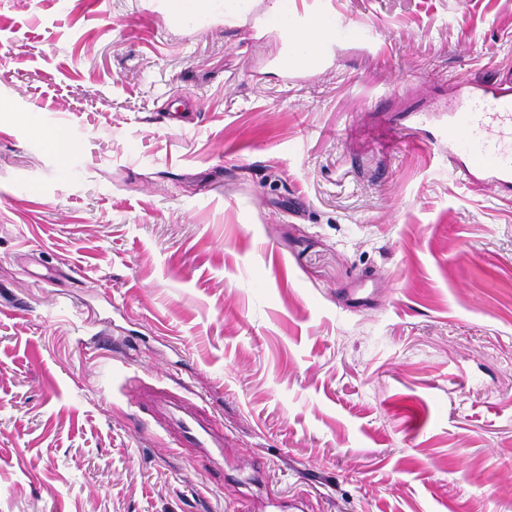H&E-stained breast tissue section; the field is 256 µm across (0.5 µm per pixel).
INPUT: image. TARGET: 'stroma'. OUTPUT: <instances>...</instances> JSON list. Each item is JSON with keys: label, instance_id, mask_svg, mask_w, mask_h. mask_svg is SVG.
Instances as JSON below:
<instances>
[{"label": "stroma", "instance_id": "1", "mask_svg": "<svg viewBox=\"0 0 512 512\" xmlns=\"http://www.w3.org/2000/svg\"><path fill=\"white\" fill-rule=\"evenodd\" d=\"M333 2L373 42L287 73L216 11L0 0V512H512V195L413 129L512 72V0ZM182 400L165 392H155L153 399V417L160 425L169 426L168 419L173 409L181 408ZM176 448H224V431L197 410H185L175 419Z\"/></svg>", "mask_w": 512, "mask_h": 512}]
</instances>
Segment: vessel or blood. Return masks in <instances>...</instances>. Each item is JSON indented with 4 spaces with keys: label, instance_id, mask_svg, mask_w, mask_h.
Here are the masks:
<instances>
[{
    "label": "vessel or blood",
    "instance_id": "b4317fda",
    "mask_svg": "<svg viewBox=\"0 0 512 512\" xmlns=\"http://www.w3.org/2000/svg\"><path fill=\"white\" fill-rule=\"evenodd\" d=\"M236 22H261L280 37L295 34L296 42L284 47L276 60L284 71L313 72L323 65L330 42L349 39L369 42L372 29L341 25L327 0L303 8L300 0H279L276 8L262 9L256 0H228ZM438 140L448 144V170L465 180L489 176L512 189V76L496 84H480L467 102L449 113L438 130ZM178 397L155 393L153 417L159 424L174 422L182 448H220L224 432L195 410H181Z\"/></svg>",
    "mask_w": 512,
    "mask_h": 512
}]
</instances>
